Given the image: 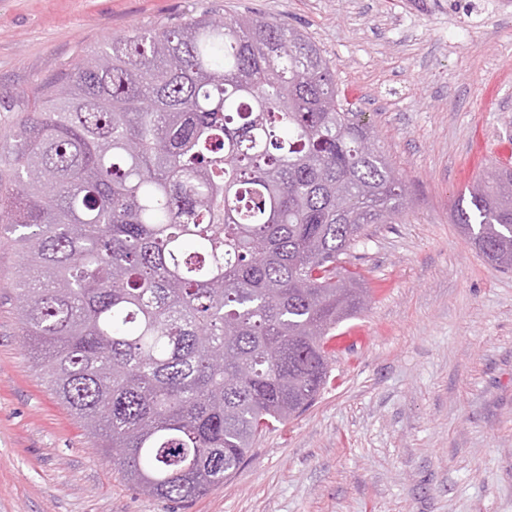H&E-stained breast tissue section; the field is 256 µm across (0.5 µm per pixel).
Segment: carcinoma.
<instances>
[{"label":"carcinoma","mask_w":512,"mask_h":512,"mask_svg":"<svg viewBox=\"0 0 512 512\" xmlns=\"http://www.w3.org/2000/svg\"><path fill=\"white\" fill-rule=\"evenodd\" d=\"M407 186L301 30L202 14L115 36L0 135V238L36 369L140 494L188 503L329 378L366 305L341 266ZM451 219L512 270V169Z\"/></svg>","instance_id":"obj_1"}]
</instances>
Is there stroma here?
<instances>
[{"instance_id":"obj_1","label":"stroma","mask_w":512,"mask_h":512,"mask_svg":"<svg viewBox=\"0 0 512 512\" xmlns=\"http://www.w3.org/2000/svg\"><path fill=\"white\" fill-rule=\"evenodd\" d=\"M471 0H0V131L106 39L209 12L307 34L413 204L347 258L369 290L334 337L330 383L184 512H512V271L450 209L512 162V13ZM0 243V512H172L100 457L35 368Z\"/></svg>"}]
</instances>
